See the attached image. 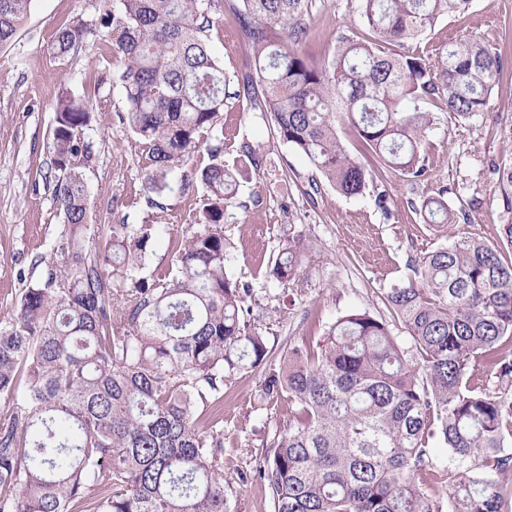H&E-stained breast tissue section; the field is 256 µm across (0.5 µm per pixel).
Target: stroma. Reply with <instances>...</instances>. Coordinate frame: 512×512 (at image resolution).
Returning a JSON list of instances; mask_svg holds the SVG:
<instances>
[{
	"mask_svg": "<svg viewBox=\"0 0 512 512\" xmlns=\"http://www.w3.org/2000/svg\"><path fill=\"white\" fill-rule=\"evenodd\" d=\"M224 2L209 33L233 93L224 108V135L244 136L256 147L250 158L235 150L224 155L226 165L246 171L241 205L224 215L232 245L225 271L248 289L247 319L267 336L274 355L288 344L317 342L348 310L386 315L385 294L412 278L414 261L425 253L464 235L497 243L507 216L496 168L512 156V0H471L468 9L407 42V50L435 57L448 41L477 37L501 52V78L480 116L464 122L439 113L428 138L424 180L410 183L388 173L378 178L377 190L351 197L336 192L252 109L246 89L252 68L233 0ZM357 6V0H316L308 51L317 60L332 57L341 34H361ZM100 8L101 0H33L15 39L0 47V319L11 314L26 282L40 276L36 259H53L64 228L49 165L62 91L89 99L97 114L87 133L93 158L84 170L94 225L149 224L156 213L142 180V146L117 117L126 103L116 61L102 60L94 39L64 59L48 50L57 28L95 20ZM380 190L387 198L383 205L376 199ZM440 192L468 220L426 223L421 201ZM202 194L199 184L176 179L159 196L176 218L172 235L191 229ZM297 237L304 240L305 257L296 280L284 286L269 277V265ZM262 380L256 369L224 382V483L234 491L232 512H273L259 475L261 453L275 431L287 430L291 413L287 398L263 396Z\"/></svg>",
	"mask_w": 512,
	"mask_h": 512,
	"instance_id": "1",
	"label": "stroma"
}]
</instances>
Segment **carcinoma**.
<instances>
[{"label":"carcinoma","mask_w":512,"mask_h":512,"mask_svg":"<svg viewBox=\"0 0 512 512\" xmlns=\"http://www.w3.org/2000/svg\"><path fill=\"white\" fill-rule=\"evenodd\" d=\"M32 0H0V46ZM98 21L59 27L50 52L65 58L90 37L122 65L123 123L145 152L148 192L198 148V229L171 238L174 263L139 277L160 224H110L93 240L83 168L90 101L64 92L55 107L52 196L63 215L58 262L21 289L0 323V512H230L224 485V380L263 369L265 397L294 406L288 431L263 449L260 472L274 512H442L429 495L431 441L448 449V512L512 508V222L499 244L464 236L416 263L391 288V320L345 312L314 345H290L276 364L268 339L242 320L247 290L228 277L224 214L245 170L224 165L227 79L206 45L221 0H101ZM470 0H358L366 33L340 37L331 61L307 52L312 0H240L251 83L277 138L304 155L337 192L373 183L337 125H348L380 170L426 177L436 113L484 112L502 55L475 38L437 59L405 42ZM512 213V158L497 167ZM432 224L457 215L444 195L423 200ZM295 241L270 275L296 279ZM398 323L410 338L393 336ZM494 371L491 389L475 373Z\"/></svg>","instance_id":"1"}]
</instances>
